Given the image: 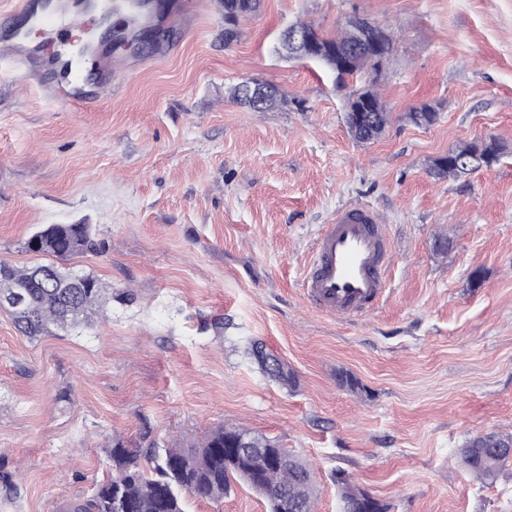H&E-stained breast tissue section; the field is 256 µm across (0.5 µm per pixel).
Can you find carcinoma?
Wrapping results in <instances>:
<instances>
[{
    "label": "carcinoma",
    "instance_id": "cac0c4a2",
    "mask_svg": "<svg viewBox=\"0 0 512 512\" xmlns=\"http://www.w3.org/2000/svg\"><path fill=\"white\" fill-rule=\"evenodd\" d=\"M259 0H224V41L229 43L238 36V20L255 12ZM369 34L382 41L385 57H390L393 35L373 20L364 18ZM306 34L315 44V53L292 45L287 36L280 41L281 54L289 59L317 61L328 68L338 88L366 69L376 70L380 64L355 45L347 28L328 37L312 23L298 20L288 26ZM262 101L243 97L240 85L228 89L230 100L254 112L283 109L292 103L279 89L266 86ZM418 126L432 124L437 119L434 106L424 104L406 114ZM345 122L351 137L359 143H369L383 135L390 122V112L379 93L372 87L353 92L348 99ZM500 148L494 141L463 142L447 155L433 161L430 167L437 178L469 174L490 167L498 160ZM98 244L89 224H49L37 229L25 241L24 248L37 254H47L65 260L77 253H94ZM13 289L25 296V306L8 311L16 331L35 339L52 330L70 331L78 327L93 326L97 315L112 300V289L88 273L74 274L56 263L37 264L18 268L0 260V292ZM265 345L255 342L250 356L270 379L294 387L295 377L286 371L274 357L266 360L259 356ZM247 435L254 448H271L285 458L277 466H263V461L250 455L236 459L224 456V449L239 436ZM112 474L95 486L90 495L69 503L65 512H184L185 496H194L219 502L231 488L241 481L250 489L253 471L262 469V491L267 504L282 495L298 505L312 509L316 495L313 475L307 462L279 443L265 436L240 428L217 427L203 438L169 446L153 440L142 451L128 446L121 439L112 440L107 450ZM461 464L481 479L495 480L512 464V433L489 432L471 438L461 449ZM341 512H391V505L374 500L371 495L353 485L348 478L336 480ZM0 494L9 499L17 494L15 474L0 457Z\"/></svg>",
    "mask_w": 512,
    "mask_h": 512
}]
</instances>
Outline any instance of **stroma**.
I'll return each instance as SVG.
<instances>
[{
	"label": "stroma",
	"mask_w": 512,
	"mask_h": 512,
	"mask_svg": "<svg viewBox=\"0 0 512 512\" xmlns=\"http://www.w3.org/2000/svg\"><path fill=\"white\" fill-rule=\"evenodd\" d=\"M364 15L394 35L380 74L336 88L277 52L297 20L333 36ZM148 42L94 26L38 70L0 73V259L46 263L26 239L90 224L100 254L64 266L112 289L82 333L30 340L0 310V456L19 494L0 512H58L106 476L113 437L190 442L218 426L274 438L314 469V512H340L342 470L391 512H512V477L466 472L470 438L512 431V0H260L224 41L216 0H161ZM98 97L60 109L39 84L80 56ZM256 79L295 104L254 112L225 95ZM375 85L391 114L353 140L352 91ZM438 108L432 125L405 118ZM505 147L490 168L429 172L462 141ZM367 206L390 242L388 288L364 317L324 315L300 281L337 208ZM453 239L437 253L436 236ZM481 272L480 287L470 276ZM262 340L296 376L267 379ZM357 376L365 395L339 386ZM186 512H267L233 484Z\"/></svg>",
	"instance_id": "35a3bbf8"
}]
</instances>
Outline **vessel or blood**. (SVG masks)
Returning <instances> with one entry per match:
<instances>
[{
  "label": "vessel or blood",
  "mask_w": 512,
  "mask_h": 512,
  "mask_svg": "<svg viewBox=\"0 0 512 512\" xmlns=\"http://www.w3.org/2000/svg\"><path fill=\"white\" fill-rule=\"evenodd\" d=\"M136 0H15L0 12V43L8 48L4 58L9 69L26 72L35 61L21 44L31 30H38L46 43L64 42L82 30L89 18L109 15L129 18ZM51 93L61 106L89 101L81 80L54 85ZM390 247L383 224L365 207L337 211L312 247V260L302 282L304 294L317 310L345 317L375 308L387 289Z\"/></svg>",
  "instance_id": "b4317fda"
}]
</instances>
